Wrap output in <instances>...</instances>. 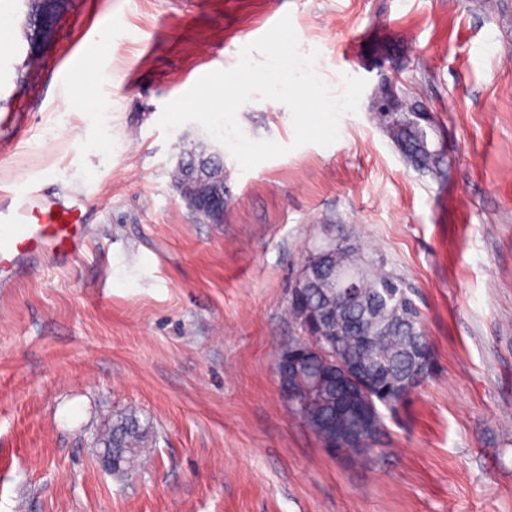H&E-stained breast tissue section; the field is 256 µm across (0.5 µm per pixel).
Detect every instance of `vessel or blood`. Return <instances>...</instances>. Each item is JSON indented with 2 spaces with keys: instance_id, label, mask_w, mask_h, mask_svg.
Returning <instances> with one entry per match:
<instances>
[{
  "instance_id": "vessel-or-blood-1",
  "label": "vessel or blood",
  "mask_w": 512,
  "mask_h": 512,
  "mask_svg": "<svg viewBox=\"0 0 512 512\" xmlns=\"http://www.w3.org/2000/svg\"><path fill=\"white\" fill-rule=\"evenodd\" d=\"M87 225L82 200L51 203L34 189L21 188L0 200V288L22 280L35 255L74 258L84 247Z\"/></svg>"
}]
</instances>
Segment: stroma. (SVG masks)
Returning a JSON list of instances; mask_svg holds the SVG:
<instances>
[{"instance_id":"35a3bbf8","label":"stroma","mask_w":512,"mask_h":512,"mask_svg":"<svg viewBox=\"0 0 512 512\" xmlns=\"http://www.w3.org/2000/svg\"><path fill=\"white\" fill-rule=\"evenodd\" d=\"M0 197L32 183L82 199L69 265L42 257L0 288V512H512V0H6ZM290 16L333 96L366 79L330 146L292 147V114L255 99L237 121L286 154L224 158V221L173 186L188 123L163 106L202 58L234 67ZM109 31L98 43L95 27ZM397 83L447 155L406 163L377 124ZM88 94L101 113L66 106ZM352 237L401 277L432 348L428 377L384 412L378 453L330 451L275 373L307 248ZM153 424L145 469L102 470L94 436Z\"/></svg>"}]
</instances>
